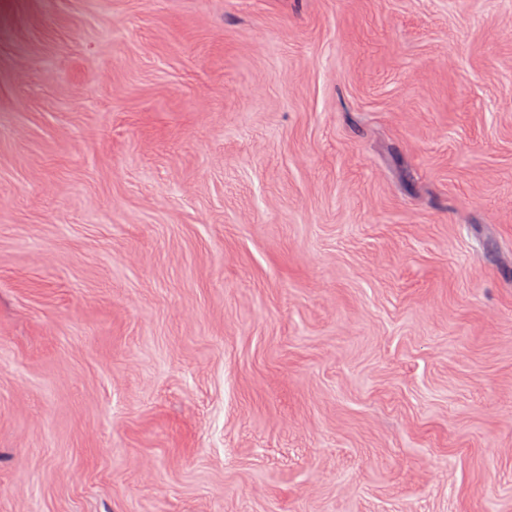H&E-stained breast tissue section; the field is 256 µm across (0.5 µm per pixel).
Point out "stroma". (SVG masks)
<instances>
[{"instance_id": "obj_1", "label": "stroma", "mask_w": 512, "mask_h": 512, "mask_svg": "<svg viewBox=\"0 0 512 512\" xmlns=\"http://www.w3.org/2000/svg\"><path fill=\"white\" fill-rule=\"evenodd\" d=\"M512 512V0H0V512Z\"/></svg>"}]
</instances>
